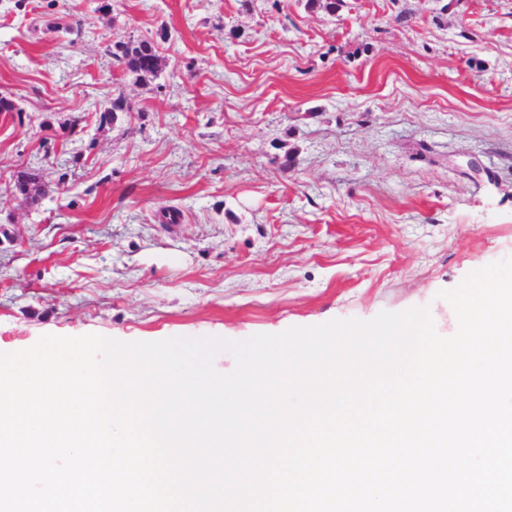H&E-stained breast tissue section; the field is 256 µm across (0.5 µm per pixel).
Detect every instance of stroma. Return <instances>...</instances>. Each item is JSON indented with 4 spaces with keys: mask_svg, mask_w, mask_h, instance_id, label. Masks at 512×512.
<instances>
[{
    "mask_svg": "<svg viewBox=\"0 0 512 512\" xmlns=\"http://www.w3.org/2000/svg\"><path fill=\"white\" fill-rule=\"evenodd\" d=\"M1 96L2 353L444 330L439 291L512 257V0H0ZM112 52L117 65L140 76L155 75L159 70L160 58L155 45L150 41L118 43Z\"/></svg>",
    "mask_w": 512,
    "mask_h": 512,
    "instance_id": "35a3bbf8",
    "label": "stroma"
}]
</instances>
